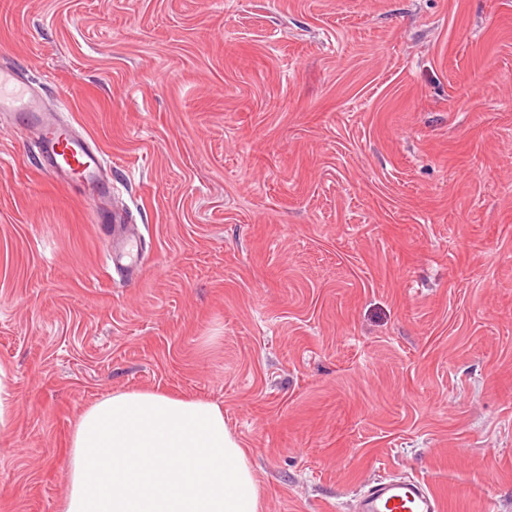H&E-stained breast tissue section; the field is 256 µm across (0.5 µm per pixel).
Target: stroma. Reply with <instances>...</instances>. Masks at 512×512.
I'll list each match as a JSON object with an SVG mask.
<instances>
[{"label":"stroma","mask_w":512,"mask_h":512,"mask_svg":"<svg viewBox=\"0 0 512 512\" xmlns=\"http://www.w3.org/2000/svg\"><path fill=\"white\" fill-rule=\"evenodd\" d=\"M0 67L140 255L0 120V512H61L133 390L221 404L260 512L404 474L512 512V0H0ZM37 127L45 166L56 178L91 183L105 167L104 154L79 138L70 124L47 112L32 83L0 68V116L8 114Z\"/></svg>","instance_id":"35a3bbf8"}]
</instances>
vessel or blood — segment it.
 Wrapping results in <instances>:
<instances>
[{
    "label": "vessel or blood",
    "mask_w": 512,
    "mask_h": 512,
    "mask_svg": "<svg viewBox=\"0 0 512 512\" xmlns=\"http://www.w3.org/2000/svg\"><path fill=\"white\" fill-rule=\"evenodd\" d=\"M5 114L22 116L37 127L45 166L56 178L90 183L104 168L103 153L77 136L70 124L47 112L32 83L0 68V116ZM354 512H445V505L422 479L382 476L359 489Z\"/></svg>",
    "instance_id": "1"
}]
</instances>
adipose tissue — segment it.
I'll return each instance as SVG.
<instances>
[{"label": "adipose tissue", "mask_w": 512, "mask_h": 512, "mask_svg": "<svg viewBox=\"0 0 512 512\" xmlns=\"http://www.w3.org/2000/svg\"><path fill=\"white\" fill-rule=\"evenodd\" d=\"M63 512H260L259 489L219 404L124 391L71 438Z\"/></svg>", "instance_id": "obj_1"}]
</instances>
